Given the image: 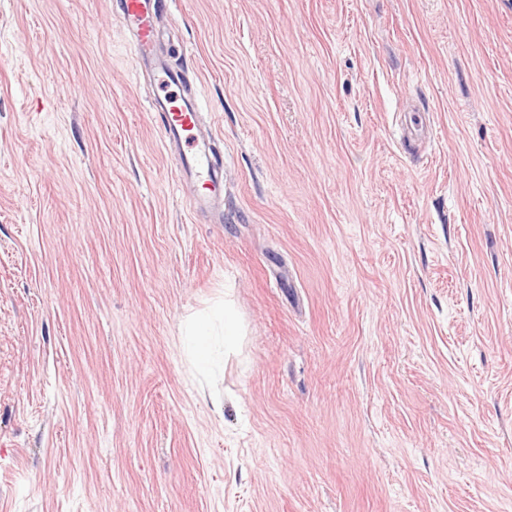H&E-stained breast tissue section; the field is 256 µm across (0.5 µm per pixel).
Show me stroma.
I'll list each match as a JSON object with an SVG mask.
<instances>
[{"label":"stroma","instance_id":"obj_1","mask_svg":"<svg viewBox=\"0 0 512 512\" xmlns=\"http://www.w3.org/2000/svg\"><path fill=\"white\" fill-rule=\"evenodd\" d=\"M162 34L220 224L116 0H0V512H512V0ZM225 296L206 379L181 325Z\"/></svg>","mask_w":512,"mask_h":512}]
</instances>
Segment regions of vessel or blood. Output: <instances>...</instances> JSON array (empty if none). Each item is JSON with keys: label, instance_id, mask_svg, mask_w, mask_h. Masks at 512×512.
I'll return each mask as SVG.
<instances>
[{"label": "vessel or blood", "instance_id": "b4317fda", "mask_svg": "<svg viewBox=\"0 0 512 512\" xmlns=\"http://www.w3.org/2000/svg\"><path fill=\"white\" fill-rule=\"evenodd\" d=\"M169 9L168 0H122L121 3L122 17L134 34L137 64L162 73V84L170 90L169 95L154 100L152 110L161 119L166 145L181 152L180 180L200 187L189 207L195 213L209 210L220 216L224 213L221 166L213 161L208 141L198 135V106L191 101L175 104L172 92L183 89L184 78L179 71L168 67L159 52V20Z\"/></svg>", "mask_w": 512, "mask_h": 512}]
</instances>
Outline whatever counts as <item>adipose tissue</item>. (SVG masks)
<instances>
[{
  "label": "adipose tissue",
  "instance_id": "ef3b65f1",
  "mask_svg": "<svg viewBox=\"0 0 512 512\" xmlns=\"http://www.w3.org/2000/svg\"><path fill=\"white\" fill-rule=\"evenodd\" d=\"M241 334L230 303H215L207 311L191 316L184 329V348L201 373L215 371Z\"/></svg>",
  "mask_w": 512,
  "mask_h": 512
}]
</instances>
